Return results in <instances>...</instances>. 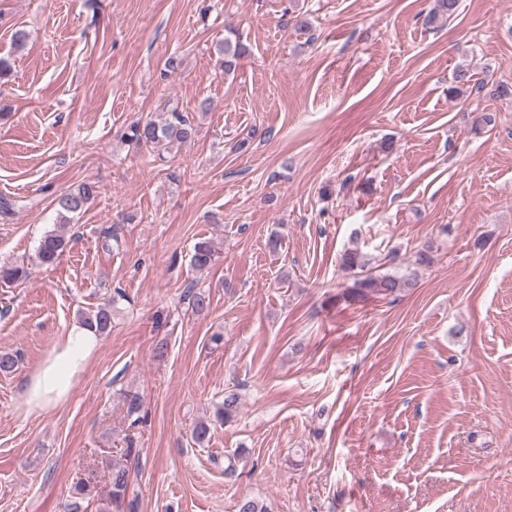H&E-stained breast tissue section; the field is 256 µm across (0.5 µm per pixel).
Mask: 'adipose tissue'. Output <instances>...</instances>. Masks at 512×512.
<instances>
[{"instance_id":"ef3b65f1","label":"adipose tissue","mask_w":512,"mask_h":512,"mask_svg":"<svg viewBox=\"0 0 512 512\" xmlns=\"http://www.w3.org/2000/svg\"><path fill=\"white\" fill-rule=\"evenodd\" d=\"M99 345L93 330L79 324L70 327L40 368L25 379L24 414H43L66 402Z\"/></svg>"}]
</instances>
